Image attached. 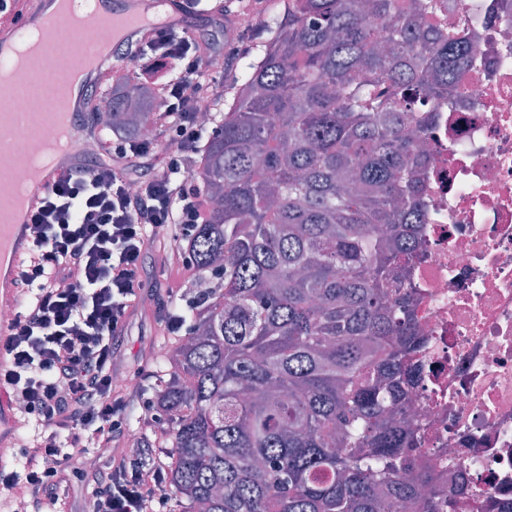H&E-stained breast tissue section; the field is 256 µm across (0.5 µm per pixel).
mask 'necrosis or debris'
I'll return each instance as SVG.
<instances>
[{
    "label": "necrosis or debris",
    "mask_w": 512,
    "mask_h": 512,
    "mask_svg": "<svg viewBox=\"0 0 512 512\" xmlns=\"http://www.w3.org/2000/svg\"><path fill=\"white\" fill-rule=\"evenodd\" d=\"M470 61L431 118L419 258L403 276L418 325L409 410L417 465L443 512H512V0H448Z\"/></svg>",
    "instance_id": "necrosis-or-debris-1"
}]
</instances>
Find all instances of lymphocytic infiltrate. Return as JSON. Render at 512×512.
I'll list each match as a JSON object with an SVG mask.
<instances>
[{
  "instance_id": "lymphocytic-infiltrate-1",
  "label": "lymphocytic infiltrate",
  "mask_w": 512,
  "mask_h": 512,
  "mask_svg": "<svg viewBox=\"0 0 512 512\" xmlns=\"http://www.w3.org/2000/svg\"><path fill=\"white\" fill-rule=\"evenodd\" d=\"M239 54L167 29L122 49L128 71L112 79L150 83L159 102L150 116L154 141L109 135L108 105L99 100L89 111L98 130L94 154L64 172L32 216V248L16 281L19 311L0 366V384L37 425L22 445L21 470H0V494L24 500L31 512H68L67 453L124 437L125 415L143 401L141 390H115L113 365L140 298L148 246L160 237L171 246L162 267L167 291L156 311L169 335L186 331L173 301L203 273L178 243L211 213L208 194L187 167L206 142L196 115L223 102L220 75ZM165 471L156 449H142L133 463L115 454L92 474L98 489L88 512H155Z\"/></svg>"
}]
</instances>
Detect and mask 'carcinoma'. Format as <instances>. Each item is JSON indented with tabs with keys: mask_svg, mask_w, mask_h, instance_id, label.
Wrapping results in <instances>:
<instances>
[{
	"mask_svg": "<svg viewBox=\"0 0 512 512\" xmlns=\"http://www.w3.org/2000/svg\"><path fill=\"white\" fill-rule=\"evenodd\" d=\"M444 0H266L191 177L218 198L180 242L217 287L154 363L182 512H439L401 418L415 320L399 276L419 246L430 120L468 53ZM117 133L154 107L107 93Z\"/></svg>",
	"mask_w": 512,
	"mask_h": 512,
	"instance_id": "1",
	"label": "carcinoma"
}]
</instances>
